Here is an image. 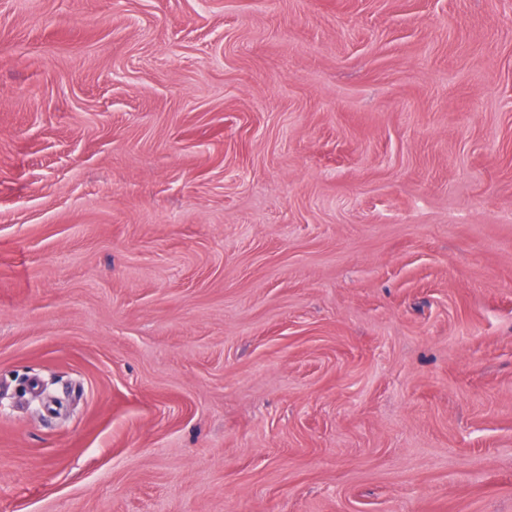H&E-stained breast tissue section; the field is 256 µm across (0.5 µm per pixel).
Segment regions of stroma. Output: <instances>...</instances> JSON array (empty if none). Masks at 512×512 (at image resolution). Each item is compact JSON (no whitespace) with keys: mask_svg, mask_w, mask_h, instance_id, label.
<instances>
[{"mask_svg":"<svg viewBox=\"0 0 512 512\" xmlns=\"http://www.w3.org/2000/svg\"><path fill=\"white\" fill-rule=\"evenodd\" d=\"M0 512H512V0H0Z\"/></svg>","mask_w":512,"mask_h":512,"instance_id":"35a3bbf8","label":"stroma"}]
</instances>
